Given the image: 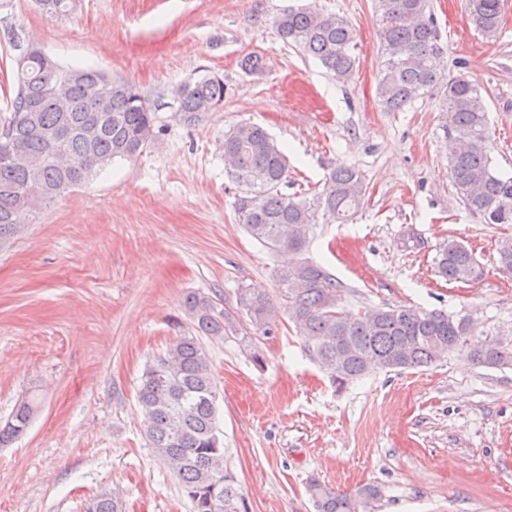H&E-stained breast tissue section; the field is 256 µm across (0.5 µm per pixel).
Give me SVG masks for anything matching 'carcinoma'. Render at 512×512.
Returning a JSON list of instances; mask_svg holds the SVG:
<instances>
[{
  "label": "carcinoma",
  "mask_w": 512,
  "mask_h": 512,
  "mask_svg": "<svg viewBox=\"0 0 512 512\" xmlns=\"http://www.w3.org/2000/svg\"><path fill=\"white\" fill-rule=\"evenodd\" d=\"M51 17H65L78 0H37ZM470 22L485 39L497 40L501 0H466ZM383 61L377 96L388 112H399L419 97L439 90L444 128L457 144L448 161L457 198L466 210L489 224H512V177L497 176L489 154L488 110L480 87L464 76L447 78L438 68L440 32L429 0H376ZM284 42L317 59L336 79H351L360 65L355 29L335 13L290 9L275 20ZM16 62L13 117L0 133V240L57 197L90 180L96 169L115 159L131 160L154 138L159 105L132 81L96 70L64 67L48 54L23 51ZM179 120L192 125L207 112L224 108V78L206 73L171 90ZM224 159L232 179L243 188L240 220L248 235L272 253L297 260L275 270L285 290L296 335L329 380L341 390L382 371L418 369L470 346L471 322L446 312L408 305H341V289L318 265L303 258L310 233L323 214L344 222L366 193L365 176L354 166L334 169L313 200L281 192L287 159L261 126L243 123L224 135ZM499 272L512 277V237L497 247ZM435 273L452 282H474L483 275L473 251L450 240L439 250ZM239 310L257 331L270 333L272 298L246 288L238 292ZM191 330L170 343L145 369L137 388L145 436L157 459L178 479L192 512H245V499L231 472L217 421L218 389L203 339L224 340L229 316L203 293L183 302ZM490 335L473 348L485 365L512 364V345ZM38 408L25 396L3 423L0 446L24 434ZM317 512H372L381 490L364 485L353 493L307 483ZM88 512H123L118 496L101 491Z\"/></svg>",
  "instance_id": "carcinoma-1"
}]
</instances>
